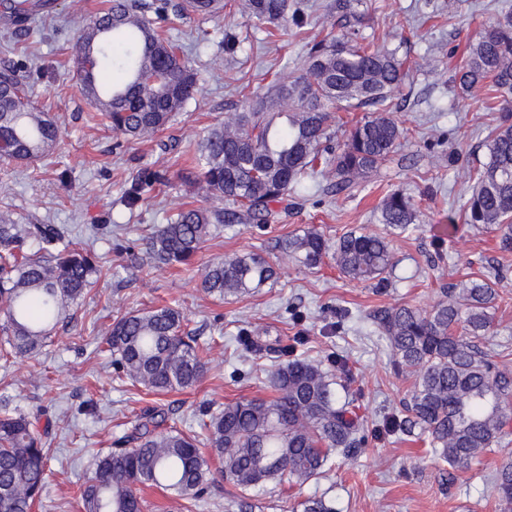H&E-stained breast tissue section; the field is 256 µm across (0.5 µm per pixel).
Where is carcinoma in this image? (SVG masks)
Wrapping results in <instances>:
<instances>
[{
  "mask_svg": "<svg viewBox=\"0 0 512 512\" xmlns=\"http://www.w3.org/2000/svg\"><path fill=\"white\" fill-rule=\"evenodd\" d=\"M222 0H184L179 14L215 17ZM241 9L260 24L307 23L294 0H242ZM163 7L145 0H109L88 20L73 15L77 30L73 64L86 99L112 129L144 139L163 129L195 91L182 47L162 37L147 12ZM40 71L34 60L0 66V160L31 161L50 152L58 139L55 121L33 106L22 72ZM407 77L400 47L376 48L359 30L346 28L307 47L306 71L275 80L262 99L245 102L212 127L203 139L194 171L185 176L193 190L217 205L179 207L169 222L146 237L145 255L154 264L186 265L220 224H253L274 219L271 205L310 191L324 170L336 175V192L357 187L390 161L404 129L390 115L389 101ZM462 93L486 90L499 108L498 124L485 138L486 162L459 212L464 223L497 233L502 252L512 251V4H501L484 23L455 67ZM358 109L364 115L333 143L331 112ZM166 173L145 169L124 191L133 207ZM381 231L350 229L331 241L315 228L276 241L282 254L314 270L331 258L351 282L383 285L396 264L389 236L418 228L420 211L404 190L387 192L375 211ZM34 242L37 251L24 250ZM101 273L98 261L71 247L56 224H18L0 212V331L4 356L33 354L69 318ZM276 269L259 252L224 256L201 279L210 295H250L275 281ZM508 281L507 266L471 276L448 290L429 311L403 304L382 309L374 325L386 342L395 370L411 379L402 416L387 418L379 433L427 436L433 454L448 464V483L501 443L512 419V370L485 350L491 335L488 309ZM183 310L162 306L129 312L103 336L121 378L134 387L167 394L200 383L204 349L186 331ZM305 338L282 348L287 357L269 375L270 399L242 398L206 412L198 425L203 439L185 432L165 414L144 410L114 448L91 454L80 492L82 512H142L141 492L158 489L168 512H192L212 482L214 463L224 481L241 492L304 482L332 465L336 451L360 441L362 425L336 390L333 369L341 367L296 354ZM30 413L0 406V512H32L44 489L48 432ZM501 512H512V461L493 475Z\"/></svg>",
  "mask_w": 512,
  "mask_h": 512,
  "instance_id": "carcinoma-1",
  "label": "carcinoma"
}]
</instances>
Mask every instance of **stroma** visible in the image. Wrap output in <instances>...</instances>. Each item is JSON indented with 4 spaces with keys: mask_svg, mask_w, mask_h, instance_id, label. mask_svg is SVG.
Instances as JSON below:
<instances>
[{
    "mask_svg": "<svg viewBox=\"0 0 512 512\" xmlns=\"http://www.w3.org/2000/svg\"><path fill=\"white\" fill-rule=\"evenodd\" d=\"M8 2L0 0V65L40 57L41 73L24 74L23 81L34 106L55 120L60 138L44 157L10 164L13 191L0 197V211L13 212L22 224L60 225L103 267L49 343L13 363L0 362V405L37 414L49 427L48 478L33 512H79L90 454L111 448L145 408L161 409L189 427L203 410L269 397L268 372L281 346L298 335L308 339V356L340 359L339 377L365 425V439L349 454L335 455L318 478L251 491L262 512H292L312 498L332 503L336 512H499L492 477L512 456V423L500 447L453 483L426 437L377 434L386 417L401 412L410 382L395 372L372 316L399 304L431 310L460 280L502 263L512 266V253H502L487 229L462 223L453 239L433 241L473 187L472 174L485 160V136L496 122L484 93L462 95L452 75L500 0H360V32L377 45L400 46L413 65L391 98L392 117L409 131L391 162L350 194L335 192L334 177L320 178L309 196L288 199L280 223L266 231L220 225L191 264L143 268L128 265V247L167 223L177 207L206 204L178 178L202 138L245 101L265 95L276 78L302 75L306 42L324 38L341 22L336 0H305L309 19L300 31L257 24L239 0H225L216 18L177 16L179 0H170L171 11L156 25L181 45L197 91L164 129L144 140L114 132L83 98L73 72L77 33L70 15L94 16L108 0H26L24 31ZM146 167L166 170L170 180L127 209L122 192ZM397 188L414 196L422 222L393 239L397 265L388 287L349 282L330 260L315 270L300 268L274 247L276 238L311 227L333 239L355 227L375 229L374 208ZM247 250L263 252L275 266L274 283L243 298L219 300L203 292L204 265ZM162 305L183 308L189 330L211 352L196 387L153 395L119 380L98 345L116 318ZM490 313L495 350L512 368V280Z\"/></svg>",
    "mask_w": 512,
    "mask_h": 512,
    "instance_id": "stroma-1",
    "label": "stroma"
}]
</instances>
